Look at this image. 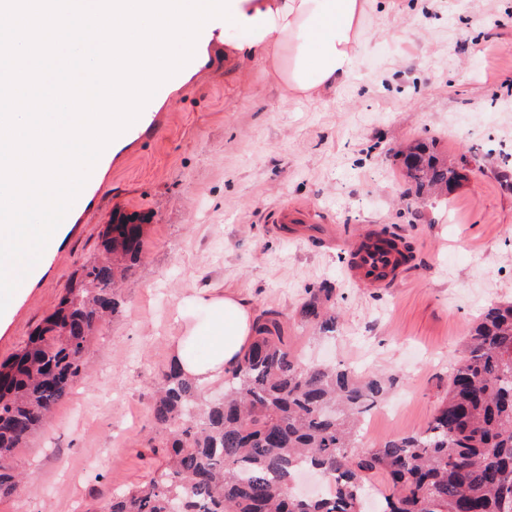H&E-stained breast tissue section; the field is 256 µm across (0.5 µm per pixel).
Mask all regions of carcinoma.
Listing matches in <instances>:
<instances>
[{
	"mask_svg": "<svg viewBox=\"0 0 512 512\" xmlns=\"http://www.w3.org/2000/svg\"><path fill=\"white\" fill-rule=\"evenodd\" d=\"M424 200L447 196L477 154L454 163L423 141L397 152ZM144 220L114 216L100 256L82 266L43 324L0 362V499L27 482L15 460L54 407L86 380L95 330L118 312L119 283L141 260ZM336 289L308 288L302 327L336 332ZM252 342L224 374V400L172 361L155 383L151 416L162 459L134 488L94 512H364L366 489L385 481L383 512H512V301L471 327L427 426L357 453L367 415L390 380L351 367L302 362L282 314L263 312ZM333 478L324 496L291 492L296 472Z\"/></svg>",
	"mask_w": 512,
	"mask_h": 512,
	"instance_id": "obj_1",
	"label": "carcinoma"
}]
</instances>
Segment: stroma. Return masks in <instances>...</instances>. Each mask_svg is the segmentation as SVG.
Instances as JSON below:
<instances>
[{
  "mask_svg": "<svg viewBox=\"0 0 512 512\" xmlns=\"http://www.w3.org/2000/svg\"><path fill=\"white\" fill-rule=\"evenodd\" d=\"M361 30L349 80L314 100L289 96L270 62L225 57L238 34L215 31L93 168L59 247L0 314V361L97 256L113 214L144 217L143 258L91 345L86 383L18 449L29 489L0 512H83L145 479L153 386L173 338L203 320V292L282 312L307 359L394 378L363 448L427 426L472 323L512 300V183L498 150L512 143V0H378ZM430 139L448 157L482 158L445 205L418 203L396 158ZM285 205L314 214L318 232L386 227L411 265L387 289L354 282L341 249L275 232ZM326 280L331 338L296 317L305 288Z\"/></svg>",
  "mask_w": 512,
  "mask_h": 512,
  "instance_id": "obj_1",
  "label": "stroma"
}]
</instances>
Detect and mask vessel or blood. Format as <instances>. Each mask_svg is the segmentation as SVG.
<instances>
[{
    "instance_id": "obj_1",
    "label": "vessel or blood",
    "mask_w": 512,
    "mask_h": 512,
    "mask_svg": "<svg viewBox=\"0 0 512 512\" xmlns=\"http://www.w3.org/2000/svg\"><path fill=\"white\" fill-rule=\"evenodd\" d=\"M309 214L302 209L286 207L275 217V229L288 236L300 225L310 223ZM326 246L342 245L346 256L345 271L354 281L370 288H388L396 284L408 265L409 256L402 240L383 233L376 225H368L362 232L336 242L325 238Z\"/></svg>"
}]
</instances>
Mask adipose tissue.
<instances>
[{
	"label": "adipose tissue",
	"mask_w": 512,
	"mask_h": 512,
	"mask_svg": "<svg viewBox=\"0 0 512 512\" xmlns=\"http://www.w3.org/2000/svg\"><path fill=\"white\" fill-rule=\"evenodd\" d=\"M368 0H237L241 15L273 16V32L232 42L239 60L288 53L282 76L294 95L309 99L335 89L350 77L362 48L361 18ZM210 312L205 326L192 330L190 340H178L173 358L199 386L223 377L251 341L254 317L243 299L232 293L199 296ZM203 344L205 352L189 355L188 342Z\"/></svg>",
	"instance_id": "adipose-tissue-1"
}]
</instances>
